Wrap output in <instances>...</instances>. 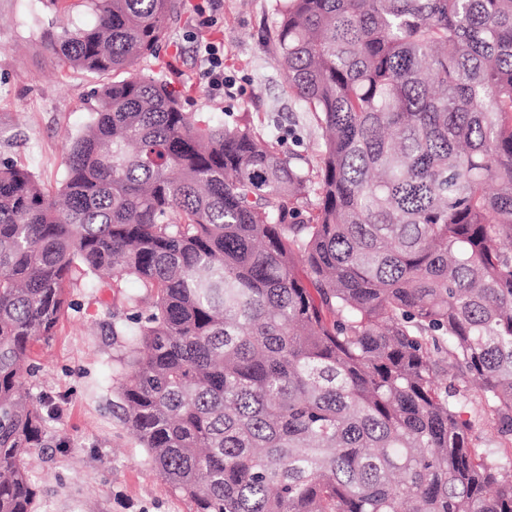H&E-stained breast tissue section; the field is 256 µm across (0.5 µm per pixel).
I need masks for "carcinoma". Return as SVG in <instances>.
Wrapping results in <instances>:
<instances>
[{
    "label": "carcinoma",
    "instance_id": "carcinoma-1",
    "mask_svg": "<svg viewBox=\"0 0 512 512\" xmlns=\"http://www.w3.org/2000/svg\"><path fill=\"white\" fill-rule=\"evenodd\" d=\"M88 7L46 37L60 68L126 72L178 15ZM278 14L320 167L139 73L96 91L58 195L0 166V512H32L48 432L22 378L79 276L151 299L112 329L123 421L196 512H512L464 417L474 388L512 437V0Z\"/></svg>",
    "mask_w": 512,
    "mask_h": 512
}]
</instances>
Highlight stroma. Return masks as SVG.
<instances>
[{
    "label": "stroma",
    "instance_id": "obj_1",
    "mask_svg": "<svg viewBox=\"0 0 512 512\" xmlns=\"http://www.w3.org/2000/svg\"><path fill=\"white\" fill-rule=\"evenodd\" d=\"M199 0H180V15L159 58L136 69L184 90L185 111L233 125L248 119L266 140L293 152L298 166L318 167L323 131L288 91L275 50L276 0H222L212 25H202ZM86 0H0V163H17L50 191L66 176V145L91 120L95 89L104 77L51 64L43 35L88 27ZM224 55V93L202 77L201 45ZM126 278L107 288L80 278L73 306L56 336L36 344V371L25 384L46 401L50 444L34 449L28 470L38 488L33 512H194L193 502L156 472L146 450L122 420L116 366L125 339L113 323L130 314L129 297H143Z\"/></svg>",
    "mask_w": 512,
    "mask_h": 512
}]
</instances>
